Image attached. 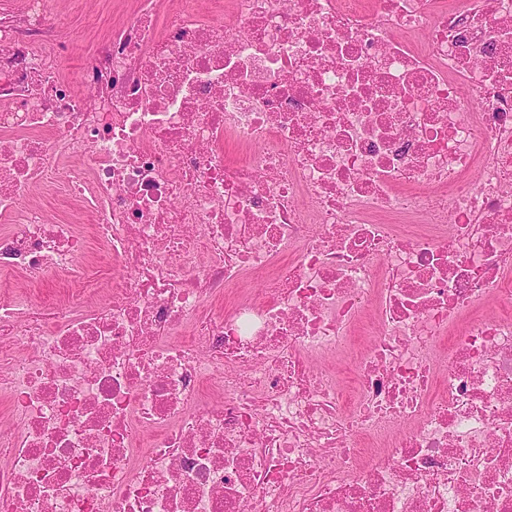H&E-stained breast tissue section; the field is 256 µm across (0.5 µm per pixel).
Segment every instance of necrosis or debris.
Here are the masks:
<instances>
[{
    "label": "necrosis or debris",
    "mask_w": 512,
    "mask_h": 512,
    "mask_svg": "<svg viewBox=\"0 0 512 512\" xmlns=\"http://www.w3.org/2000/svg\"><path fill=\"white\" fill-rule=\"evenodd\" d=\"M200 4L0 7V512H512V0ZM54 12L64 17L70 36L71 52L63 59L64 69L78 67L84 61V51L94 35L105 34L112 23L122 17V11L112 9L116 0H97L85 4L82 0H52Z\"/></svg>",
    "instance_id": "4bbe7bcc"
}]
</instances>
